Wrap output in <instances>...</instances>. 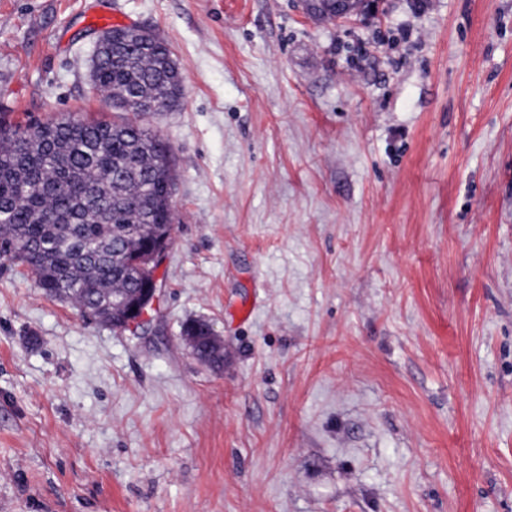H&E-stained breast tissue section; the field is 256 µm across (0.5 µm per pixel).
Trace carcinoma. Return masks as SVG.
Returning a JSON list of instances; mask_svg holds the SVG:
<instances>
[{"label": "carcinoma", "mask_w": 512, "mask_h": 512, "mask_svg": "<svg viewBox=\"0 0 512 512\" xmlns=\"http://www.w3.org/2000/svg\"><path fill=\"white\" fill-rule=\"evenodd\" d=\"M105 36L91 69L104 104L138 115L179 102L182 79L163 39L143 48L124 26ZM173 187L169 146L133 120H1L0 259L25 266L45 295L118 322L154 279L145 253L172 236ZM206 336L201 321L183 329L200 354Z\"/></svg>", "instance_id": "1"}]
</instances>
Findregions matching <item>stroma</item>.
Segmentation results:
<instances>
[{
  "mask_svg": "<svg viewBox=\"0 0 512 512\" xmlns=\"http://www.w3.org/2000/svg\"><path fill=\"white\" fill-rule=\"evenodd\" d=\"M109 8L183 77L173 242L143 330L0 260V512H512V0H0V119H117ZM369 0H301L304 14L321 22H339L361 15Z\"/></svg>",
  "mask_w": 512,
  "mask_h": 512,
  "instance_id": "obj_1",
  "label": "stroma"
}]
</instances>
